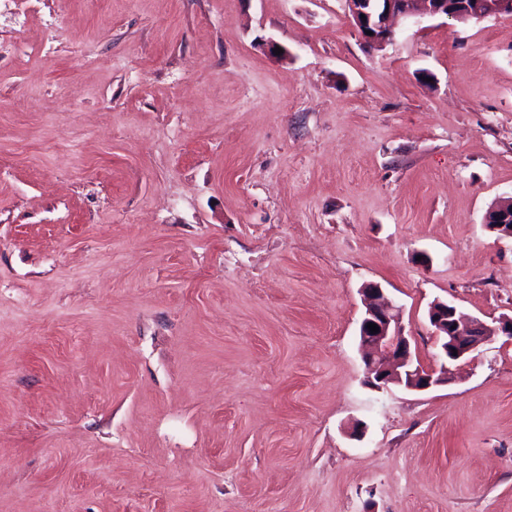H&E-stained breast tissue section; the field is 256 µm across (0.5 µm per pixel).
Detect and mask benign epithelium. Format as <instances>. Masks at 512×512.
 I'll return each instance as SVG.
<instances>
[{
    "instance_id": "obj_1",
    "label": "benign epithelium",
    "mask_w": 512,
    "mask_h": 512,
    "mask_svg": "<svg viewBox=\"0 0 512 512\" xmlns=\"http://www.w3.org/2000/svg\"><path fill=\"white\" fill-rule=\"evenodd\" d=\"M348 10L360 36L374 47L394 43V21L428 15L458 21L470 18L461 9L460 0H346ZM477 19L512 14V0H482ZM484 226L500 240L512 241V195L496 200L485 213ZM365 314L359 326V342L366 367L367 382L377 389L399 385L410 391L425 392L445 385L452 379V368L473 360L479 347L500 335L512 339V315H503L488 323L477 317L458 314L450 302L431 303L428 318L432 336L439 347L440 363L425 368L415 359L408 337L404 334L401 309L374 283L362 288ZM378 325L371 333L367 325Z\"/></svg>"
}]
</instances>
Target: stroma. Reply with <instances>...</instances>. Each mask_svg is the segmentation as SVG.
<instances>
[{
	"label": "stroma",
	"mask_w": 512,
	"mask_h": 512,
	"mask_svg": "<svg viewBox=\"0 0 512 512\" xmlns=\"http://www.w3.org/2000/svg\"><path fill=\"white\" fill-rule=\"evenodd\" d=\"M511 192L512 15L0 0V512H512V341L358 338L512 315ZM484 226L499 240L512 241V194L496 200L485 213ZM362 293L365 314L358 336L367 382L376 389L399 385L425 392L448 384L452 367L473 360L479 347L500 335L512 339V315H503L491 323L477 317L464 319L451 302L436 300L430 305L428 318L439 347L440 363L437 368H425L415 359L404 334L400 307L377 284H366ZM368 323L377 324L379 332L371 334ZM453 349L457 355H453Z\"/></svg>",
	"instance_id": "obj_1"
}]
</instances>
